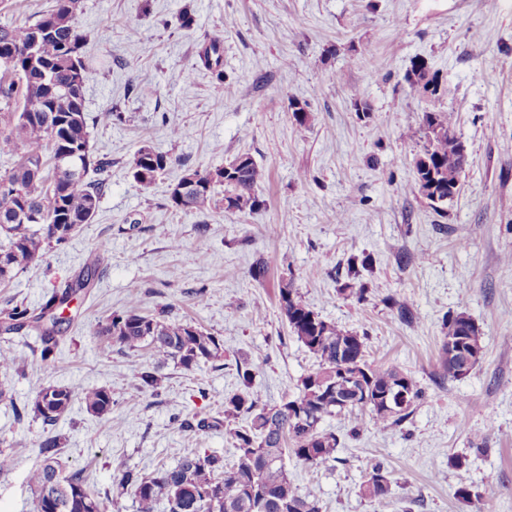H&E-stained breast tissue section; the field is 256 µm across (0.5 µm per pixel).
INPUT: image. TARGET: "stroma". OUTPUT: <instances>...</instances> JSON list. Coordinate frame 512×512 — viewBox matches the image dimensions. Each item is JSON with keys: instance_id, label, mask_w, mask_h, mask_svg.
I'll return each instance as SVG.
<instances>
[{"instance_id": "stroma-1", "label": "stroma", "mask_w": 512, "mask_h": 512, "mask_svg": "<svg viewBox=\"0 0 512 512\" xmlns=\"http://www.w3.org/2000/svg\"><path fill=\"white\" fill-rule=\"evenodd\" d=\"M78 25L95 69L84 89L90 143L112 166L94 219L0 283V311L40 306L88 261L97 271L64 312L58 362L42 360L35 331L0 333V354L14 361L0 370V450L14 458L0 474V512H37L28 477L50 434L67 469L114 512H137L119 472L173 466L179 448L226 455L224 401L244 388L238 367L252 368L259 403L276 405L317 366L280 313L285 281L325 320L365 336L367 362L409 373L423 391L388 430L356 412L325 419L338 460L313 469L285 458L297 492L320 512H512V0H83ZM213 36L228 97L198 58ZM418 62L438 77L467 146L461 190L445 204L415 179L420 145L409 133L431 107L408 80ZM295 102L307 112L302 130ZM105 111L113 118L99 123ZM144 145L171 158L147 188L129 165ZM243 152L265 171L261 210L172 207L169 189L186 170ZM366 255L359 301L341 289L355 279L350 258ZM259 260L261 283L249 275ZM132 304L219 337L223 359L187 371L98 335ZM461 311L481 332L483 357L449 380L443 320ZM143 371L156 372V386L141 385ZM56 384L108 388L111 414L76 405L45 426L30 405ZM454 454L468 467H450ZM379 464L391 478L383 505L359 493Z\"/></svg>"}]
</instances>
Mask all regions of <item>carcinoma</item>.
Wrapping results in <instances>:
<instances>
[{"instance_id":"obj_1","label":"carcinoma","mask_w":512,"mask_h":512,"mask_svg":"<svg viewBox=\"0 0 512 512\" xmlns=\"http://www.w3.org/2000/svg\"><path fill=\"white\" fill-rule=\"evenodd\" d=\"M81 0H55L54 9L33 23L0 26V70L18 81L0 79V112L10 128L0 131V154H23L8 174L0 178V234L7 244L0 248V281L13 277L15 269L33 261L54 246L69 241L72 233L56 234V224L75 227L89 223L97 213L105 187L99 178L110 162L97 157L90 145L84 89L91 69L83 54L85 36L75 25ZM41 37L36 55L27 53L35 32ZM203 67L224 83L223 44L213 37L202 45ZM452 117L435 107L424 115V142L415 162L416 181L436 180L448 195V184L460 181L466 159L464 144L451 132ZM157 169L147 178L139 177L142 151L130 161L134 180L148 187L171 163L170 156L149 145ZM75 154L78 175L61 170L56 160L61 153ZM237 165L214 170L189 169L186 175L201 178L200 189L185 201L170 195L172 205L184 211L205 212L220 205L228 212L252 213L262 205L257 189L264 171L251 155L233 158ZM224 188L217 197L216 187ZM94 283L91 267L64 286L33 314L14 306L0 313V327L6 333L34 326L39 331L45 361H56L61 320L55 310L65 308ZM279 309L291 333L317 361V368L300 380L298 393L271 408L258 406L249 394H235L224 404L225 435L233 447L230 460L214 453L182 450L173 467H162L149 475L132 470L122 473L119 484L131 491L137 512H155L156 503L166 500L168 512H318L316 503L295 491L284 468V456L291 455L305 466L320 468L337 461L340 441L336 433L321 427L327 417L358 410L369 412L378 429H389L405 420L422 391L412 376L395 367L370 364L365 359L366 337L328 322L309 307L288 281L279 288ZM97 334L128 350L144 345L176 360L191 370L202 362L224 357V344L216 336L187 321L167 320L141 313L136 305L112 316ZM358 361L366 372L363 381L340 374L339 359ZM441 367L451 380L459 379L462 355L443 341ZM410 396L408 406L393 411L378 397L395 385ZM368 391L367 405H345L356 390ZM80 404L88 413L103 416L112 411V392L103 387L76 392L61 385H49L36 395L31 410L47 425L55 424ZM305 410L306 425L292 419L295 406ZM61 439L48 436L39 444L40 463L30 472L29 483L38 494L44 512H107L108 506L92 495L82 473L68 471L59 458ZM58 476V505L50 508L43 495L48 482ZM362 496L380 504L391 493L388 473L380 466L360 488Z\"/></svg>"}]
</instances>
